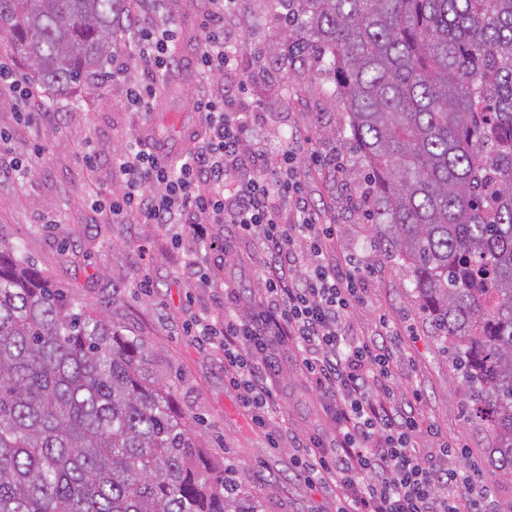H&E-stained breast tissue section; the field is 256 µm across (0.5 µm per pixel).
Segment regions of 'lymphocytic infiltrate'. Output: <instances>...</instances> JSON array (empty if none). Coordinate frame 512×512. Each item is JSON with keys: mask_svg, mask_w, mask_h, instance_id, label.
Instances as JSON below:
<instances>
[{"mask_svg": "<svg viewBox=\"0 0 512 512\" xmlns=\"http://www.w3.org/2000/svg\"><path fill=\"white\" fill-rule=\"evenodd\" d=\"M195 66L202 79L238 68L237 36L228 18L242 0H211ZM124 35L143 63L131 82L132 107L150 108L165 73L178 66L180 40L168 0H134ZM208 131L180 163L141 142L112 159L122 190L110 202L93 200L109 222L136 215L173 230L205 219L233 225L261 256L257 296L224 290L221 315L196 320L194 333L224 348V373L242 392L255 423L266 426L283 413L274 388L270 350L292 353L319 390L333 426L330 441L311 438L297 461L308 483L334 492L336 512H489V493L476 465L448 464L455 445L443 442V463L414 446L423 430L417 398L398 395L390 356L355 333L350 309L364 300L358 259L336 269L325 253L336 227L317 223L294 165V149L311 144L308 129L291 128L289 149L268 153L261 145L263 116L237 110L227 90L199 100Z\"/></svg>", "mask_w": 512, "mask_h": 512, "instance_id": "obj_1", "label": "lymphocytic infiltrate"}]
</instances>
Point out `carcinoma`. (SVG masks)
<instances>
[{
  "mask_svg": "<svg viewBox=\"0 0 512 512\" xmlns=\"http://www.w3.org/2000/svg\"><path fill=\"white\" fill-rule=\"evenodd\" d=\"M257 64L318 75L371 170L368 216L512 476V0H281ZM128 0H0V35L62 95ZM153 377L148 350L0 244V512H258Z\"/></svg>",
  "mask_w": 512,
  "mask_h": 512,
  "instance_id": "cac0c4a2",
  "label": "carcinoma"
}]
</instances>
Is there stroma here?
Here are the masks:
<instances>
[{
	"mask_svg": "<svg viewBox=\"0 0 512 512\" xmlns=\"http://www.w3.org/2000/svg\"><path fill=\"white\" fill-rule=\"evenodd\" d=\"M194 2L180 0L175 12L183 38L185 90L160 96L149 111L126 107L127 82L140 75L142 64L134 44L123 41L116 50L129 61L126 77L74 86L48 119L25 122L12 102L0 101V131L7 135L0 145V242L78 302L106 306L125 337L145 342L155 376L170 384L173 408L193 425L205 457L218 466L232 464L234 477L259 512H335L333 492L309 484L295 467L303 443L328 428L316 386L294 363H282L278 385L288 433L272 438L271 428L254 422L239 391L225 379L223 351L193 333L195 320L216 312L224 295L184 269L185 254L194 252L214 281L229 277L251 288L260 262L254 243L236 236L230 225L209 224L206 240L187 228L178 244L169 228L135 217L113 224L88 202L90 191L108 198L120 188L112 156L133 138L173 156L202 129L194 102L206 88L197 79L194 61L210 9ZM238 23L256 46L275 42L282 30L267 0H247ZM239 62L240 73L231 80L234 93L246 108L263 114L264 148L275 154L285 149L291 127L311 131L312 144L297 150L296 163L318 223L337 227L327 259L341 266L355 254L366 266V298L350 312L359 332L375 339L383 323L398 329L387 340L392 379L403 394L419 395L429 427L416 438V448L432 455L442 441H455L456 463L481 465L492 512H512V479L499 475L488 454L492 431L472 415L467 386L415 302L407 267L388 257L370 231L366 203L347 198L348 189L367 188L368 169L342 107L330 100L326 82L316 75V63L291 66L282 83L255 69L248 52H240ZM231 81L220 77L215 84ZM90 148L99 158L93 171L83 162ZM314 150L342 154L347 161L343 174L313 166ZM24 158L31 159L32 174L15 178L12 165ZM146 279L152 282L147 290L141 287Z\"/></svg>",
	"mask_w": 512,
	"mask_h": 512,
	"instance_id": "1",
	"label": "stroma"
}]
</instances>
